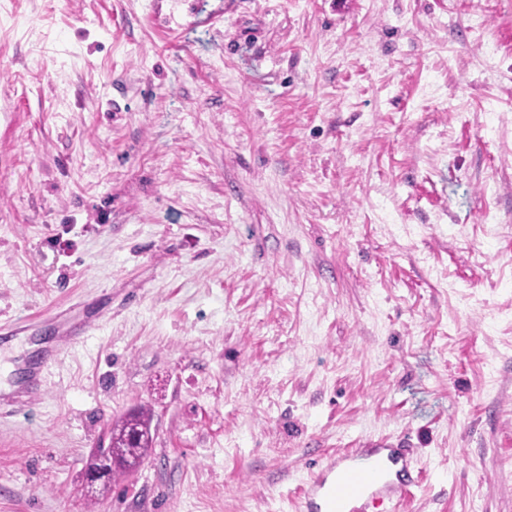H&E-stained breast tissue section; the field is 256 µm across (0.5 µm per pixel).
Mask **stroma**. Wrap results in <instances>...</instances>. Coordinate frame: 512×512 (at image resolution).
<instances>
[{
	"mask_svg": "<svg viewBox=\"0 0 512 512\" xmlns=\"http://www.w3.org/2000/svg\"><path fill=\"white\" fill-rule=\"evenodd\" d=\"M378 439L512 512V0H0V512H295ZM151 419L150 409L140 408L112 421L106 453L113 459L114 473L135 470L147 459L153 445Z\"/></svg>",
	"mask_w": 512,
	"mask_h": 512,
	"instance_id": "35a3bbf8",
	"label": "stroma"
}]
</instances>
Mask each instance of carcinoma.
<instances>
[{"label": "carcinoma", "mask_w": 512, "mask_h": 512, "mask_svg": "<svg viewBox=\"0 0 512 512\" xmlns=\"http://www.w3.org/2000/svg\"><path fill=\"white\" fill-rule=\"evenodd\" d=\"M151 419V411L140 408L112 421L106 453L113 459L114 472L135 470L147 459L153 445Z\"/></svg>", "instance_id": "1"}]
</instances>
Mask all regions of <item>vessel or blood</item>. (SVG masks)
<instances>
[{"instance_id":"b4317fda","label":"vessel or blood","mask_w":512,"mask_h":512,"mask_svg":"<svg viewBox=\"0 0 512 512\" xmlns=\"http://www.w3.org/2000/svg\"><path fill=\"white\" fill-rule=\"evenodd\" d=\"M411 454L384 442L337 451L310 472L304 512H394L421 480Z\"/></svg>"}]
</instances>
